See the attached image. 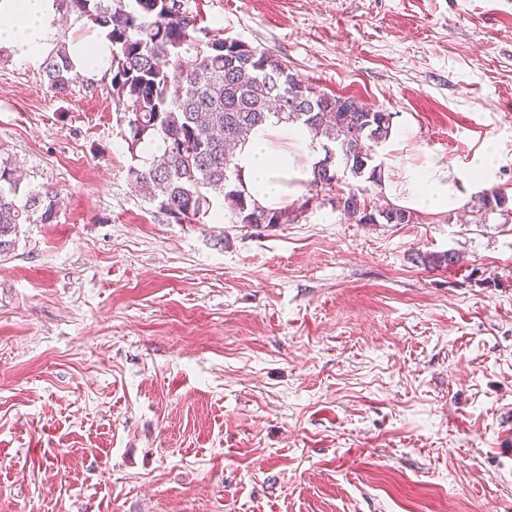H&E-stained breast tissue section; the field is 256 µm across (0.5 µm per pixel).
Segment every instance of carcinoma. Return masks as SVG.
<instances>
[{
	"label": "carcinoma",
	"instance_id": "carcinoma-1",
	"mask_svg": "<svg viewBox=\"0 0 512 512\" xmlns=\"http://www.w3.org/2000/svg\"><path fill=\"white\" fill-rule=\"evenodd\" d=\"M58 11L74 13L106 32L112 44V100L127 126L132 159L129 184L147 189L148 201L178 224H205L220 218L214 202L227 203L236 224L272 228L298 220L299 210H268L250 201L235 149L271 119L292 124L322 142L324 157L306 181L309 192H330L339 182L336 157L355 178L382 182L371 165L373 147L390 135L392 115L353 98L332 95L295 77L288 63L235 38L205 42L193 63H180L184 46L208 33L184 0H56ZM74 66L64 43L50 52L42 72L47 88L64 94ZM161 142L159 154L141 160L137 148ZM505 196L488 190L479 200L487 212ZM336 206L358 224H410L413 215L395 205L379 210L364 190L350 186ZM58 216L54 195L22 184L17 164L0 158V259L11 255L26 224H52ZM426 269L459 263L458 253L417 256Z\"/></svg>",
	"mask_w": 512,
	"mask_h": 512
}]
</instances>
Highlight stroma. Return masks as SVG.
<instances>
[{"mask_svg":"<svg viewBox=\"0 0 512 512\" xmlns=\"http://www.w3.org/2000/svg\"><path fill=\"white\" fill-rule=\"evenodd\" d=\"M187 3L392 113V172L497 146L507 208L178 224L110 74L56 95L1 47L0 156L61 208L0 261V512H512V0Z\"/></svg>","mask_w":512,"mask_h":512,"instance_id":"1","label":"stroma"}]
</instances>
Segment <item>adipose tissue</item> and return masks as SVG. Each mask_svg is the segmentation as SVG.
Segmentation results:
<instances>
[{"label": "adipose tissue", "instance_id": "ef3b65f1", "mask_svg": "<svg viewBox=\"0 0 512 512\" xmlns=\"http://www.w3.org/2000/svg\"><path fill=\"white\" fill-rule=\"evenodd\" d=\"M58 20L55 0H0V46L21 60L37 62L54 42ZM69 54L76 71L93 77L108 69L111 44L101 34L75 42ZM495 157V151H483L464 170L439 159L407 165L401 179L384 180L383 186L398 205L413 211L455 209L466 195L488 187ZM319 159L308 140L288 124L272 120L241 148L238 164L252 200L274 210L286 198L290 182L308 180Z\"/></svg>", "mask_w": 512, "mask_h": 512}]
</instances>
